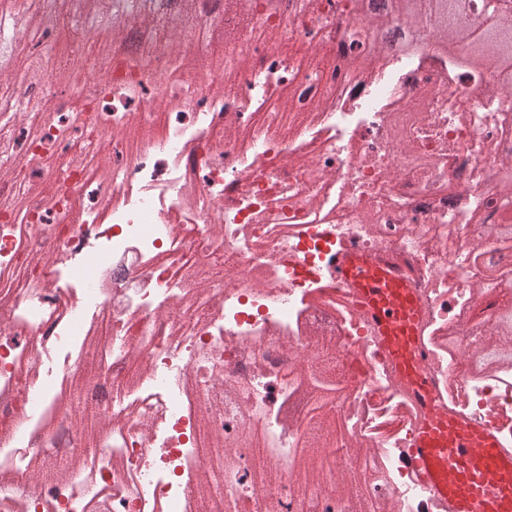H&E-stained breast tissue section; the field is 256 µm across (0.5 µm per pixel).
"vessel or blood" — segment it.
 <instances>
[{
  "label": "vessel or blood",
  "mask_w": 512,
  "mask_h": 512,
  "mask_svg": "<svg viewBox=\"0 0 512 512\" xmlns=\"http://www.w3.org/2000/svg\"><path fill=\"white\" fill-rule=\"evenodd\" d=\"M339 266L387 333L404 371L412 372L411 289L356 255ZM413 454L421 477L447 495L454 512H512V455L496 448L489 430L438 421L423 429Z\"/></svg>",
  "instance_id": "vessel-or-blood-1"
}]
</instances>
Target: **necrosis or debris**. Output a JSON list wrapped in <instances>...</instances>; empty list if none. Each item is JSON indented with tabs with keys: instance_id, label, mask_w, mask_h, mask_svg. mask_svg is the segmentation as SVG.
I'll return each instance as SVG.
<instances>
[{
	"instance_id": "1",
	"label": "necrosis or debris",
	"mask_w": 512,
	"mask_h": 512,
	"mask_svg": "<svg viewBox=\"0 0 512 512\" xmlns=\"http://www.w3.org/2000/svg\"><path fill=\"white\" fill-rule=\"evenodd\" d=\"M239 7L261 34L234 69L155 74L126 48L57 111L0 112V512H212L217 440L225 512H301L307 481L317 512H448L409 459L430 413L512 453V362L470 363L512 290L473 255L512 199L495 70L386 49L355 0ZM347 251L413 288L429 405L337 277ZM89 361L92 443L67 391ZM314 420L326 474L299 466ZM38 462L61 476L28 484Z\"/></svg>"
}]
</instances>
